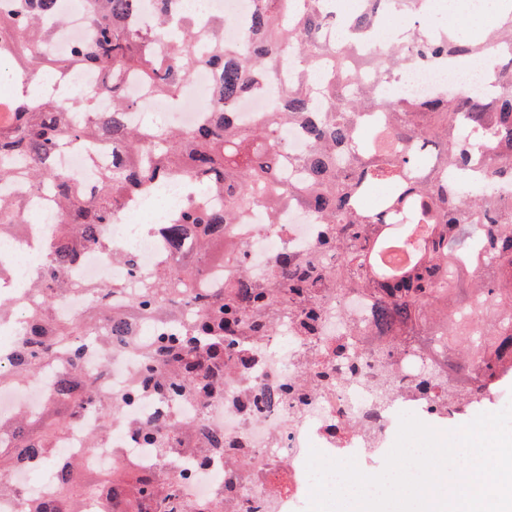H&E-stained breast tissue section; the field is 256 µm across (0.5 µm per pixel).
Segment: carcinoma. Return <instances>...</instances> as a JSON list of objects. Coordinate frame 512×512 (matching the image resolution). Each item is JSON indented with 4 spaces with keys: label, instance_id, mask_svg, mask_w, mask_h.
Masks as SVG:
<instances>
[{
    "label": "carcinoma",
    "instance_id": "carcinoma-1",
    "mask_svg": "<svg viewBox=\"0 0 512 512\" xmlns=\"http://www.w3.org/2000/svg\"><path fill=\"white\" fill-rule=\"evenodd\" d=\"M86 2L92 38L74 45L66 58L47 52L54 29L45 21L59 17L57 0L0 4V36L8 37L12 56L59 76L96 72L112 98L110 112L84 108L89 97L63 103L46 96L31 104L15 98L0 114V183H50L58 195L56 228L40 242L45 269L32 286L37 304L26 310L25 336L7 360L0 359V385L21 386L54 367L59 372L40 411L0 419V497L20 495L14 472L35 466L53 475L55 487L25 512H83L94 498L99 512H224V494L235 495V485L207 503L184 501L177 483L188 472L145 473L122 448L113 449L117 464L96 484L84 482L82 461L56 464L57 444L85 411L97 414L90 447H99L112 429V401L95 396V379L83 371L87 351L123 341L142 322L154 332L140 351V372L126 403L145 391L201 404L223 398L228 368L246 366L244 351L273 331L283 310H298L301 334L313 336L333 290L369 293L389 336H427L436 325L448 326L442 347L458 355L448 413L463 415L512 384V196L488 194L471 177L478 166L512 175V0H501L493 26L477 38L423 26L407 47L384 58L353 59L340 77L354 44L380 39V15L421 14L426 0H364L361 10L339 19V39L328 32L327 0H254L236 44L223 37L236 19L183 23L168 9L176 0H156L161 8L149 30L131 22L140 0ZM290 54L300 59L298 76L269 111L241 123L232 111L236 100L264 93ZM458 59L491 63L493 97L445 92L380 102L364 79L366 68L391 77L409 60L446 66ZM197 68L214 77L203 122L179 130L128 123L137 102L121 74L137 76L153 95L175 103ZM375 109L385 113L386 124L363 127ZM287 124L301 129L304 152L283 154L279 131ZM93 139L112 144V164L87 191L55 170L52 158L64 146ZM169 181L186 189L183 206L166 226L170 261L134 293L121 280L96 285L69 276V267L94 248L137 270L133 249L116 247L105 230L130 197ZM380 184L388 194L377 209L363 208V195ZM216 195L223 206L201 203ZM254 207L265 209L272 224L288 207L305 209L323 225L315 253L283 250L269 277L254 280L248 253L229 234ZM24 212L23 198L0 196L1 229L20 224ZM420 225L427 229L412 262L399 272L379 271L381 249L412 247ZM212 260L231 268L229 287H196ZM73 294L88 296L90 305L63 319L57 302ZM471 307L470 319L455 316ZM102 322L110 325L105 338L95 335ZM172 432L176 451L195 462L224 451L245 462L244 449H224V435L197 423L157 418L136 425L143 448L168 447Z\"/></svg>",
    "mask_w": 512,
    "mask_h": 512
}]
</instances>
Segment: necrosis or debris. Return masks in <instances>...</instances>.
Wrapping results in <instances>:
<instances>
[{
  "label": "necrosis or debris",
  "instance_id": "necrosis-or-debris-1",
  "mask_svg": "<svg viewBox=\"0 0 512 512\" xmlns=\"http://www.w3.org/2000/svg\"><path fill=\"white\" fill-rule=\"evenodd\" d=\"M58 9L66 22L50 48L55 56L65 57L74 43L89 34L85 3L59 0ZM489 74L486 67L451 70L411 65L402 84L385 79L374 70L369 77L375 96L386 100L403 89L423 98L446 90L468 93L487 81ZM211 89L210 72L195 70L187 79L184 99L172 105L146 93L138 80H129L127 91L137 100L139 109L129 113L128 120L136 125L143 113L156 112L163 115L165 125L191 127L202 120L198 101ZM111 158L106 149L92 153L78 143L62 149L54 158V166L65 171L74 184L90 189L95 185L97 168L109 164ZM21 193L27 198L33 222L28 225L25 238H17L10 231L0 233V266L10 271L19 255L36 254L38 240L54 230L57 216L55 199L43 191L25 192L13 184L0 186L2 195ZM142 210L143 205L138 202L115 213L109 232L114 243L133 246L139 272L147 276L163 262L162 239L157 234L129 238L135 216ZM266 219L265 211L255 208L247 223L234 229L249 253L251 271L257 277L270 271L273 258L282 250L301 255L313 253L320 234L319 225L313 224L304 211L282 212L278 223L271 226ZM70 273L87 283L106 284L128 277L129 269L109 253L90 249ZM373 310L372 299L363 292L332 297L312 336L300 335L294 317L282 315L274 334L250 347L252 362L248 368L226 377L222 401L204 411L192 403L179 404L178 419L204 420L208 428L223 432L225 441L243 444L250 457L247 469L236 472L231 471L228 462L210 463L208 469L183 484L184 498L194 502L209 500L219 484L231 481L243 487L246 495L225 499V512H305L311 490L306 471L310 448H317L332 459L355 458L362 472L375 475L383 470L385 457L396 440L400 414H414L430 427L447 431V411L436 407L430 393L418 389L415 378L424 365L447 372L448 356L439 352L435 343L416 344L397 356L392 370L400 388L387 404H380L378 388L384 370L378 357L391 341L374 330ZM345 342L354 343L355 350L346 359L337 360L336 348ZM138 369L137 352L122 344L106 351L90 350L84 359L85 372L100 376L98 394L115 401H121ZM55 387L51 374L21 392L6 385L0 387V416H9L20 406L37 411ZM262 388L280 389L284 395L279 403L251 406L253 392ZM164 405V400L153 393L142 394L136 405H123L120 416L112 423L111 438L94 450L87 449L86 437L96 416L86 415L59 443V460L83 457L92 468L105 471L115 460L114 449L121 448L143 469L153 470L163 464L170 472H180L183 461H166L157 451L141 447L130 427L131 421L153 418Z\"/></svg>",
  "mask_w": 512,
  "mask_h": 512
}]
</instances>
